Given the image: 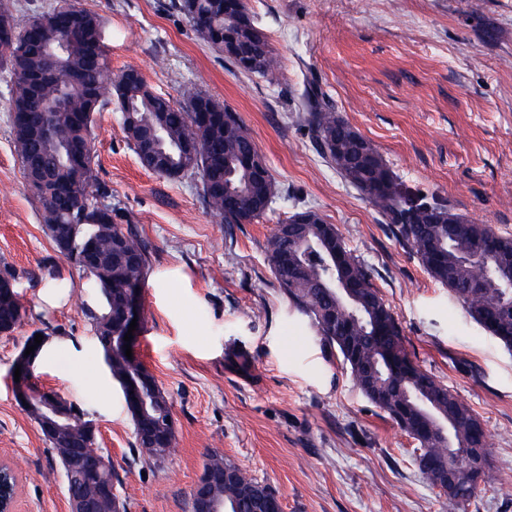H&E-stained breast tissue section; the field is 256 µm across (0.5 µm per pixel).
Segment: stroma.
<instances>
[{"instance_id": "obj_1", "label": "stroma", "mask_w": 512, "mask_h": 512, "mask_svg": "<svg viewBox=\"0 0 512 512\" xmlns=\"http://www.w3.org/2000/svg\"><path fill=\"white\" fill-rule=\"evenodd\" d=\"M169 2L75 0L101 16L113 72L137 68L178 107L195 90L236 111L281 195L260 219L225 223L196 179L140 164L117 104L96 116L97 179L152 252L137 357L171 398L176 445L151 458L135 446L85 314L98 305L95 285L56 251L26 187L0 68V269L14 272L26 309L0 336V462L14 470L17 512H70L61 465L8 378L38 329L50 341L35 381L94 422L126 512H190L215 455L277 489L283 512H449L414 461L416 441L361 394L278 288L268 240L307 209L367 265L415 363L483 423L496 480L468 512H512V351L466 316L297 119L317 85L406 190L512 236V0H247L280 65L273 84L240 73Z\"/></svg>"}]
</instances>
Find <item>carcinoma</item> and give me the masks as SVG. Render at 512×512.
<instances>
[{
    "instance_id": "obj_1",
    "label": "carcinoma",
    "mask_w": 512,
    "mask_h": 512,
    "mask_svg": "<svg viewBox=\"0 0 512 512\" xmlns=\"http://www.w3.org/2000/svg\"><path fill=\"white\" fill-rule=\"evenodd\" d=\"M171 7L188 19L203 42L221 52L224 40L241 41L247 57L232 61L239 72L260 75L271 83L278 79L279 65L269 39L250 20L245 0H171ZM50 13L56 21L46 22L37 13L7 35L11 55L5 57V64L12 74L14 141L24 179L39 171L48 174L56 187L51 192L39 185L29 190L40 204L56 250L100 290L102 311L89 309L87 316L104 357L110 359L112 377L118 383L136 382L152 405L148 414L129 403L126 407L136 447L160 459L175 441L172 403L143 364L128 359L119 346L127 328V305L145 286L151 251L134 225L115 223L112 213L93 204L99 196L112 197L93 174L94 114L117 97L121 128L134 152H139L149 133L157 132L166 153V169L159 175H200L204 203L227 224L262 217L263 200L278 197L280 190L269 172L258 176L256 160L261 155L237 113L199 92L187 95L186 106L175 107L167 99L152 98L143 81L119 82L110 68L98 14L71 0H58ZM78 13L82 19L75 22L72 17ZM50 46L62 50L60 83L35 90L27 76L51 68ZM201 99L211 108L205 124L193 112ZM303 120L323 157L394 225L431 278L448 289L474 322L511 346L512 312L506 314L504 308L512 304V236L461 217L434 196L410 195L378 147L319 94L309 97ZM71 147L83 150L84 162L78 167L67 163ZM268 251L281 292L310 319L320 341L337 349L356 387L372 404L413 439L423 416L445 414L449 448L431 445L422 453L459 467L458 493L469 503L477 490L462 470L459 452L488 443L487 432L468 405L414 364L405 350L401 325L336 226L312 210L298 212L275 228ZM24 314L17 291L0 294V329L22 322ZM70 408L69 429L46 441L64 471L70 465V451L82 452L73 483L76 494L95 499L98 512H126L118 495L108 491L116 483L115 468L88 434L90 420L75 404ZM207 466L237 472L235 479L210 487L214 501L224 504V512H257L260 497L276 493L230 460L214 457Z\"/></svg>"
}]
</instances>
